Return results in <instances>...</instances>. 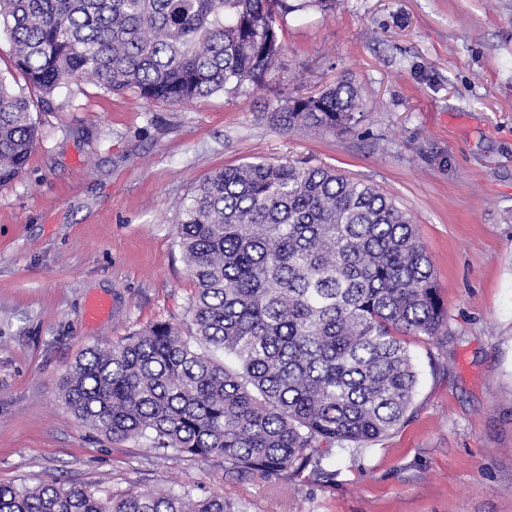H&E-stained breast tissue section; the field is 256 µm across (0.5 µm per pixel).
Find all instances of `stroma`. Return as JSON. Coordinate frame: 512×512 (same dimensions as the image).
<instances>
[{"label":"stroma","mask_w":512,"mask_h":512,"mask_svg":"<svg viewBox=\"0 0 512 512\" xmlns=\"http://www.w3.org/2000/svg\"><path fill=\"white\" fill-rule=\"evenodd\" d=\"M282 43L262 88L173 105L72 81L34 105L26 171L0 185V482L191 485L240 512H512V0H338L288 14ZM343 77L364 110L349 131L288 130L264 110ZM258 161L330 167L391 197L448 310L438 336L406 339L418 384L404 422L334 449L328 483L149 456L97 435L59 392L90 347L186 329L183 204L212 171ZM98 296L110 314L87 323Z\"/></svg>","instance_id":"stroma-1"}]
</instances>
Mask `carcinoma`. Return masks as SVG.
Returning <instances> with one entry per match:
<instances>
[{"label": "carcinoma", "instance_id": "1", "mask_svg": "<svg viewBox=\"0 0 512 512\" xmlns=\"http://www.w3.org/2000/svg\"><path fill=\"white\" fill-rule=\"evenodd\" d=\"M334 0H0L14 72L47 99L74 79L183 103L259 87L284 17ZM24 88V89H26ZM24 89L0 75V185L38 136ZM276 124L345 132L357 88L266 106ZM179 247L195 284L188 334L166 322L86 352L61 390L92 431L158 456L224 460V474L300 475L337 445L387 436L413 404L406 336L447 320L411 217L374 186L323 167H222L189 196ZM0 512H233L193 489L113 494L0 483Z\"/></svg>", "mask_w": 512, "mask_h": 512}]
</instances>
